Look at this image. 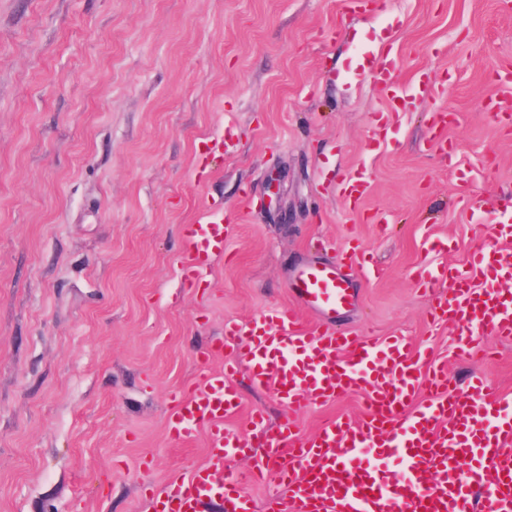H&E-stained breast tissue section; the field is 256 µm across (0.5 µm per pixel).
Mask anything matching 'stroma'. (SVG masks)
Returning <instances> with one entry per match:
<instances>
[{"instance_id": "stroma-1", "label": "stroma", "mask_w": 512, "mask_h": 512, "mask_svg": "<svg viewBox=\"0 0 512 512\" xmlns=\"http://www.w3.org/2000/svg\"><path fill=\"white\" fill-rule=\"evenodd\" d=\"M370 60L413 88L378 142ZM508 66L512 0H0V512H154L148 490L208 461L205 433L172 436L167 415L212 339L293 304L295 269L354 239L381 274L344 325L512 400V340L468 367L414 281L463 263L512 194V129L485 109ZM441 108L460 117L452 158L429 142ZM217 133L235 153L203 157ZM204 210L229 239L187 286L180 228ZM234 382L225 426L285 414L247 371ZM363 410L349 393L296 420L309 435Z\"/></svg>"}]
</instances>
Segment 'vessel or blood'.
<instances>
[{
  "instance_id": "obj_1",
  "label": "vessel or blood",
  "mask_w": 512,
  "mask_h": 512,
  "mask_svg": "<svg viewBox=\"0 0 512 512\" xmlns=\"http://www.w3.org/2000/svg\"><path fill=\"white\" fill-rule=\"evenodd\" d=\"M370 75L392 109L402 107L407 90L390 70ZM512 120V71L497 73V93L486 105ZM489 245L473 251L459 267L440 263L420 280L434 289L432 319L449 324L460 355L473 359L485 340H512V215L488 226ZM228 228L223 216L202 211L182 225L183 282H196L224 254ZM378 275L361 246L337 262L300 267L292 284L298 304L266 309L249 322L229 323L210 347L211 359L234 348L236 360L223 370L202 362L191 390L180 392L167 417L171 433L183 438L206 432L209 461L165 492L154 494L160 512H201L202 504L223 497L227 512H255L238 481L224 470L226 456L261 444L264 458L253 477L288 490L270 512H512V403L489 396L480 376L466 389H448L444 370L423 373L427 351L395 337L369 342L338 327L358 293L353 274ZM449 282L448 290L438 285ZM317 314L306 324L298 307ZM260 388L272 387L288 412L266 427L261 412L251 425L255 439L224 425L239 407L231 381L238 368ZM364 396L365 412L355 420L326 419L307 436L295 415L304 408L347 393ZM399 457L403 470L383 468Z\"/></svg>"
}]
</instances>
